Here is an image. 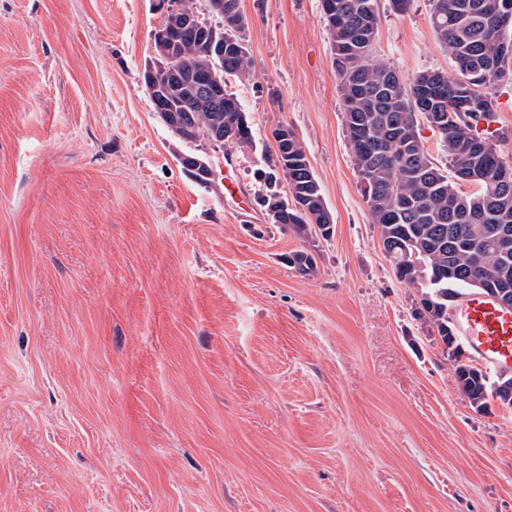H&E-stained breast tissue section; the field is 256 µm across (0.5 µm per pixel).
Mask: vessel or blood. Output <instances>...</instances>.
Wrapping results in <instances>:
<instances>
[{"label":"vessel or blood","mask_w":512,"mask_h":512,"mask_svg":"<svg viewBox=\"0 0 512 512\" xmlns=\"http://www.w3.org/2000/svg\"><path fill=\"white\" fill-rule=\"evenodd\" d=\"M448 314L474 359L512 373V307L473 288L452 302Z\"/></svg>","instance_id":"vessel-or-blood-1"}]
</instances>
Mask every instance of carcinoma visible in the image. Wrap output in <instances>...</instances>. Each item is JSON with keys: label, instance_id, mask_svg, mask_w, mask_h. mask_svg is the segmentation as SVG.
Wrapping results in <instances>:
<instances>
[{"label": "carcinoma", "instance_id": "cac0c4a2", "mask_svg": "<svg viewBox=\"0 0 512 512\" xmlns=\"http://www.w3.org/2000/svg\"><path fill=\"white\" fill-rule=\"evenodd\" d=\"M331 2L325 15L338 93L352 161L373 223L380 230L384 250L393 259L397 278L420 289V316L436 328L450 348L453 327L448 303L465 289L481 284L502 300L512 297V255L493 245L504 231L512 233V181L496 177L505 163L493 137L479 133L497 111L498 71H511V22L493 17L492 0H428L429 21L437 43L448 54L454 75L439 70L408 79L393 67L372 58L377 34L376 0ZM247 25L239 0H224V14L210 27L179 29L171 34L175 53L166 67L144 73V84L156 89L155 110H176L185 131L183 141L197 142L212 130H224L223 146L240 151L255 145L253 128L240 100L221 89L211 97L197 89L198 78L211 65L209 48L224 44V76L248 79L252 57L241 32ZM469 94L478 106L463 114L457 100ZM431 97L428 114L420 101ZM440 135L445 166L433 161L417 132V117ZM461 175L477 178L481 188L466 193L458 188ZM284 179L291 199L276 192L265 199L282 227L297 233L312 226L328 238L329 209L305 149L297 137L288 140V168ZM288 263L307 276L314 260L305 251L288 256ZM461 393L478 410L495 397V390H512V376L492 380L480 368L452 352Z\"/></svg>", "mask_w": 512, "mask_h": 512}]
</instances>
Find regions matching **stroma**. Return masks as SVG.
<instances>
[{
	"mask_svg": "<svg viewBox=\"0 0 512 512\" xmlns=\"http://www.w3.org/2000/svg\"><path fill=\"white\" fill-rule=\"evenodd\" d=\"M168 6L0 0V512H512V408L469 404L396 277L320 0H239L237 202L224 149L180 140L145 90ZM377 14L375 60L452 72L427 0ZM494 91L512 165V82ZM282 124L329 238L267 219Z\"/></svg>",
	"mask_w": 512,
	"mask_h": 512,
	"instance_id": "1",
	"label": "stroma"
}]
</instances>
